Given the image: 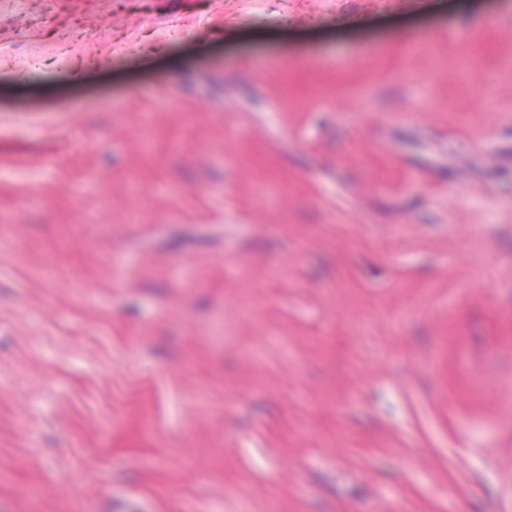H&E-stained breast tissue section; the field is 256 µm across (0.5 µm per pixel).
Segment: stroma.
I'll return each mask as SVG.
<instances>
[{
    "instance_id": "1",
    "label": "stroma",
    "mask_w": 512,
    "mask_h": 512,
    "mask_svg": "<svg viewBox=\"0 0 512 512\" xmlns=\"http://www.w3.org/2000/svg\"><path fill=\"white\" fill-rule=\"evenodd\" d=\"M126 498L512 512V0H0V512Z\"/></svg>"
}]
</instances>
